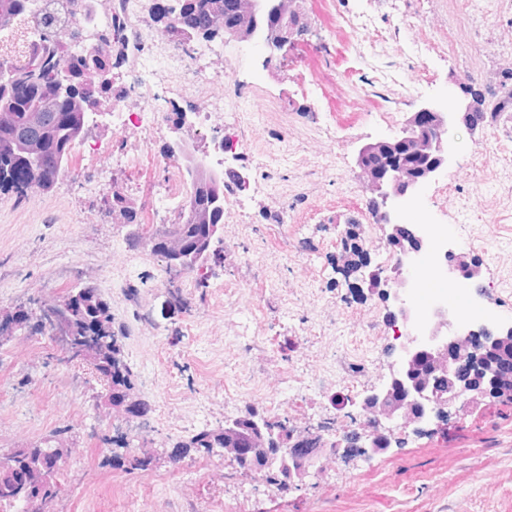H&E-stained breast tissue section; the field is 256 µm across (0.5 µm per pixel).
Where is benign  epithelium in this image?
I'll list each match as a JSON object with an SVG mask.
<instances>
[{"mask_svg": "<svg viewBox=\"0 0 512 512\" xmlns=\"http://www.w3.org/2000/svg\"><path fill=\"white\" fill-rule=\"evenodd\" d=\"M301 14L297 0H224V14L211 30L239 41H259L265 47L280 48L288 43L300 28ZM54 82L59 97H69L84 89V82L73 80L65 69L59 70ZM462 124L474 132L483 127L475 112L474 101H461L454 108L425 102L404 123L396 135L365 144L358 154L359 176L373 194L370 208L377 223L388 228L386 240L398 258L411 257L428 248L429 238L422 225L394 221L390 206L416 195L428 182L448 168L452 151L445 134L449 128ZM188 127L187 114L173 122L174 136L166 143V153L185 160L187 172L201 186L216 191L231 183L241 191L250 183V172L237 166V154L224 157V168L210 170L194 159L188 151L181 131ZM181 219L198 224L202 235L195 248H187L178 225H166L165 233H152L141 238L150 251L159 253L174 269H192L208 262L214 254L213 245L222 241L223 225L213 224L210 215L192 204L183 210ZM351 218L341 231V259L346 275H356L353 288L378 292L393 302L387 319L391 325L406 327L418 321V312L407 301L410 281L402 263L391 273L371 266L367 250L359 242ZM448 273L472 279L477 268L458 259L451 251L441 255ZM459 316L443 307L434 310L428 324L418 336H397L392 346L395 360L387 382L373 388L358 402H351L357 414L368 419V431L361 447L369 455L391 447L390 426L415 425L421 430L434 420H441L456 400L471 394L470 401L485 397L512 398V378L498 365L496 356L506 345L512 346V326L470 325L466 332L457 328ZM226 448L222 453L243 469L255 468L262 456L280 461L282 480L297 486L310 475L322 471L324 456L334 459L347 455L348 436L325 442L323 448L294 447L295 434L281 430L265 416L254 412L247 420L224 421ZM46 477L36 471H17L13 483L24 492L25 499H42Z\"/></svg>", "mask_w": 512, "mask_h": 512, "instance_id": "1", "label": "benign epithelium"}]
</instances>
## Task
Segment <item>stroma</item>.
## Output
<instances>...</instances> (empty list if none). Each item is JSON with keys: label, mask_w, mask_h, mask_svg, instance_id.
<instances>
[{"label": "stroma", "mask_w": 512, "mask_h": 512, "mask_svg": "<svg viewBox=\"0 0 512 512\" xmlns=\"http://www.w3.org/2000/svg\"><path fill=\"white\" fill-rule=\"evenodd\" d=\"M306 29L247 57L206 94L224 100V138H247L239 163L278 170L251 182L225 211L222 264L206 287L170 278L139 244L170 223L155 208L177 190L166 176L170 131L149 141L89 124L108 143L91 161L72 156L47 191L0 193V310L96 289L135 373L149 428L129 431L149 470L103 462L114 433L105 386L90 366L66 362L48 334L0 343V459L50 435L63 478L52 512H512V400L488 398L425 429L397 427L392 446L330 461L300 487L267 484L221 453L166 443L225 418L267 413L289 391L290 427L347 421L342 399L385 381L394 360L388 304L351 288L338 238L366 220L370 192L359 148L399 132L421 101L456 104L473 81L487 100L512 70V0H301ZM288 133V150L275 144ZM455 162L423 191L407 222L436 225L448 249L476 263L465 287L480 320L512 323V114L477 132H448ZM120 193L137 218L113 219Z\"/></svg>", "instance_id": "1"}]
</instances>
